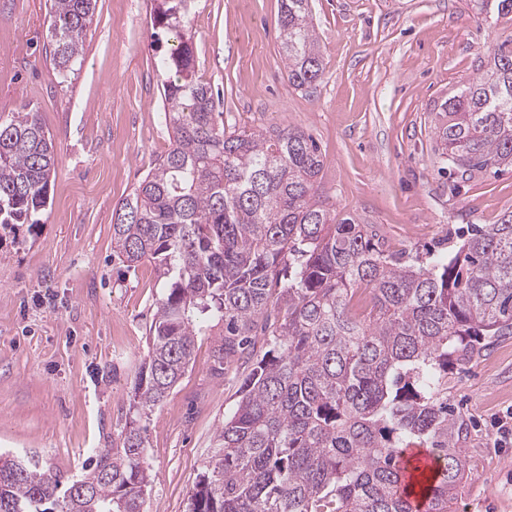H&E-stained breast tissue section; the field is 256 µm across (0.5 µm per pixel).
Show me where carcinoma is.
Here are the masks:
<instances>
[{
	"label": "carcinoma",
	"mask_w": 512,
	"mask_h": 512,
	"mask_svg": "<svg viewBox=\"0 0 512 512\" xmlns=\"http://www.w3.org/2000/svg\"><path fill=\"white\" fill-rule=\"evenodd\" d=\"M97 0H50L51 63L73 70ZM191 0H156L161 119L171 147L112 212V256L163 279L125 424L86 466L84 494L37 465L0 468V512H143L151 472L141 421L184 376L196 338L213 374L238 363L188 512H453L467 424L448 399L455 356L512 336V213L457 251L374 243L320 193L324 157L293 128L218 125L183 27ZM288 82L323 74L309 0H280ZM436 143L451 170L512 166V40L444 103ZM56 156L39 110L0 113V228L39 224Z\"/></svg>",
	"instance_id": "carcinoma-1"
}]
</instances>
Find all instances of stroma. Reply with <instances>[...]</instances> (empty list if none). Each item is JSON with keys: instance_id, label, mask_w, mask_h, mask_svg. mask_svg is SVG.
<instances>
[{"instance_id": "obj_1", "label": "stroma", "mask_w": 512, "mask_h": 512, "mask_svg": "<svg viewBox=\"0 0 512 512\" xmlns=\"http://www.w3.org/2000/svg\"><path fill=\"white\" fill-rule=\"evenodd\" d=\"M153 0H98L76 70L45 54L46 0H0V112L39 110L57 157L37 227L0 231V454L66 480L124 424L162 283L153 263L112 258V211L170 148L159 119ZM324 75L289 85L279 0H196L185 28L196 73L228 126H288L317 142L320 191L396 249L426 251L512 212V169H448L434 129L479 76L512 20L474 0H309ZM212 340L147 423L145 512H187L241 367L211 372ZM448 396L469 424L455 512H512V446L494 422L512 408V336L454 361Z\"/></svg>"}]
</instances>
